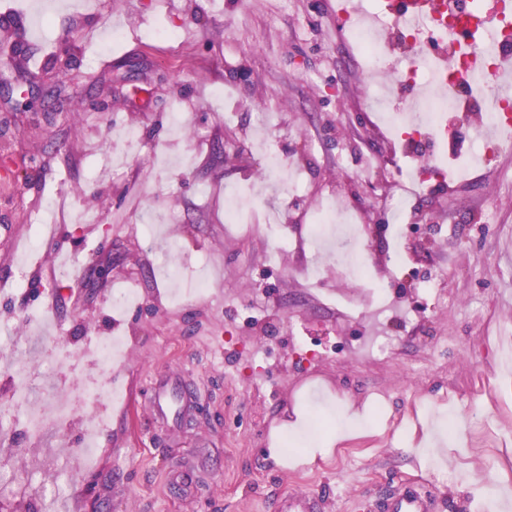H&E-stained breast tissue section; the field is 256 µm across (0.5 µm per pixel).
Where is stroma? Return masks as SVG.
Masks as SVG:
<instances>
[{
    "label": "stroma",
    "mask_w": 512,
    "mask_h": 512,
    "mask_svg": "<svg viewBox=\"0 0 512 512\" xmlns=\"http://www.w3.org/2000/svg\"><path fill=\"white\" fill-rule=\"evenodd\" d=\"M178 36L157 42L158 23ZM20 42L12 76L56 83L68 115L0 106V149L29 168L0 186V463L49 512H278L313 494L320 512H381L423 486L433 512H503L512 491V371L496 337L512 333V146L466 179L381 198L396 182L387 113L370 100L357 45L332 0H0V44ZM132 132L128 145L124 132ZM270 141L299 182L279 191L259 154ZM208 155L199 159L197 147ZM254 210L224 221L233 193ZM55 207L56 223L30 217ZM365 227L361 247L381 295L353 287L310 243L320 208ZM152 235H145V225ZM39 249L19 266L14 245ZM204 294L186 297L163 262ZM67 263L55 292L53 267ZM101 262L107 280L87 286ZM139 305L112 306L116 290ZM124 337L123 364L95 360L100 337ZM386 337L390 356L370 355ZM36 403L68 401L74 417L23 432L7 395L16 370ZM177 375L204 406L193 420L153 414L156 382ZM113 383L121 402L87 403ZM333 404L328 454L274 458L295 411ZM360 429L347 425L351 412ZM456 439L431 451L435 421ZM103 418L95 469L76 465L83 427ZM191 467L195 482L173 480Z\"/></svg>",
    "instance_id": "1"
}]
</instances>
